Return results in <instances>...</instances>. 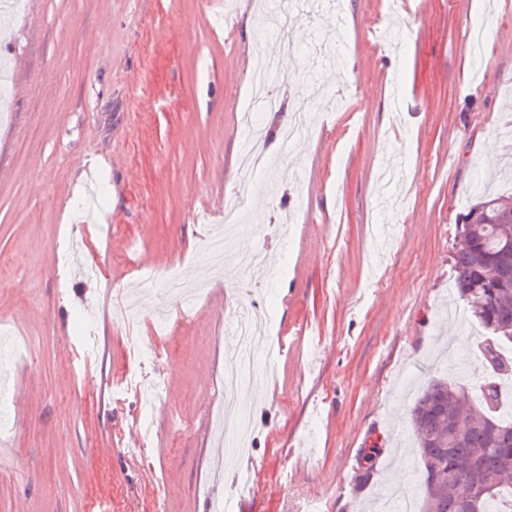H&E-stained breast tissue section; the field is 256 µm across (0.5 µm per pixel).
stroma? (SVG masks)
Listing matches in <instances>:
<instances>
[{
  "label": "stroma",
  "mask_w": 512,
  "mask_h": 512,
  "mask_svg": "<svg viewBox=\"0 0 512 512\" xmlns=\"http://www.w3.org/2000/svg\"><path fill=\"white\" fill-rule=\"evenodd\" d=\"M279 0H25L0 16V512H378L404 468L423 499L410 409L430 380L481 399L487 333L455 290L456 226L512 194V0H321L301 15L293 84L254 100ZM315 113L278 137L298 104ZM252 111L273 166L243 173ZM498 142L497 166L482 146ZM265 189L263 199L253 194ZM95 191L99 223L76 224ZM236 197L231 276L201 242ZM76 239L105 279L65 272ZM204 282L193 301L114 313L140 271ZM288 352L253 382L250 455L220 445L217 374L243 308ZM136 344L155 353L129 365ZM166 384L142 410L114 388ZM373 468L346 484L348 458ZM257 460L249 486L237 473Z\"/></svg>",
  "instance_id": "stroma-1"
}]
</instances>
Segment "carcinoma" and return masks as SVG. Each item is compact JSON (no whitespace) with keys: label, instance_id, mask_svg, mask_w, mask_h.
<instances>
[{"label":"carcinoma","instance_id":"1","mask_svg":"<svg viewBox=\"0 0 512 512\" xmlns=\"http://www.w3.org/2000/svg\"><path fill=\"white\" fill-rule=\"evenodd\" d=\"M452 261L460 297L492 333L485 361L502 371L499 347L512 342V202L494 197L470 209ZM495 401L491 387L470 403L441 379L422 391L411 409L424 473L421 512H512V423L494 416ZM467 477L489 487L476 505L465 494Z\"/></svg>","mask_w":512,"mask_h":512}]
</instances>
